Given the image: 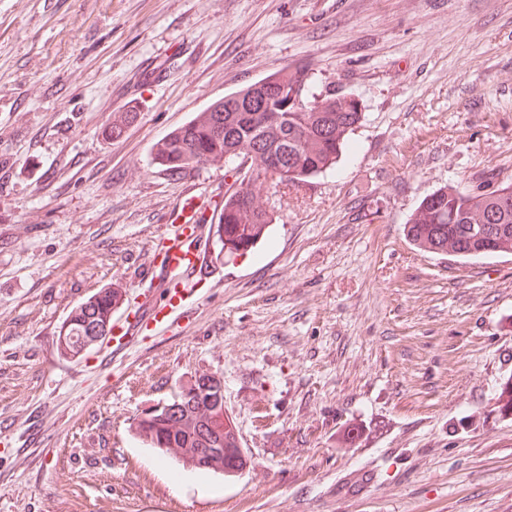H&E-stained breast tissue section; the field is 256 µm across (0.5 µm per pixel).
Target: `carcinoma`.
I'll list each match as a JSON object with an SVG mask.
<instances>
[{"label": "carcinoma", "instance_id": "carcinoma-1", "mask_svg": "<svg viewBox=\"0 0 512 512\" xmlns=\"http://www.w3.org/2000/svg\"><path fill=\"white\" fill-rule=\"evenodd\" d=\"M310 69L300 65L269 74L213 102L200 119L169 133L154 154L170 172L199 168L218 160L240 159L281 185H294L333 167L361 122L360 102L352 96L309 94ZM270 212L250 205L248 189L224 194V248L234 254L253 248ZM409 240L434 253L462 259L512 251V183L493 189L445 186L426 196L405 225ZM106 292L79 306L69 321L66 343L80 352L107 336ZM136 434L161 456L169 448H196L182 466L210 471L215 450L224 455V476L248 462L238 451L233 420L224 416V386L201 378L172 402L137 419Z\"/></svg>", "mask_w": 512, "mask_h": 512}]
</instances>
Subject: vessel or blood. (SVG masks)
<instances>
[{"label": "vessel or blood", "mask_w": 512, "mask_h": 512, "mask_svg": "<svg viewBox=\"0 0 512 512\" xmlns=\"http://www.w3.org/2000/svg\"><path fill=\"white\" fill-rule=\"evenodd\" d=\"M223 214V204L187 187L166 215L167 228L156 238L148 262L149 289L135 312L126 309L124 288L114 287L108 335L113 354L139 346L147 332L177 324L196 302L211 264L205 241Z\"/></svg>", "instance_id": "obj_1"}]
</instances>
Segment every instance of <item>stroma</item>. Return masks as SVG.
Wrapping results in <instances>:
<instances>
[{
    "mask_svg": "<svg viewBox=\"0 0 512 512\" xmlns=\"http://www.w3.org/2000/svg\"><path fill=\"white\" fill-rule=\"evenodd\" d=\"M301 64L315 97L361 103L336 168L267 185L251 252L212 241L190 319L115 359L69 351L96 292L136 308L186 182L240 179L170 174L157 144ZM489 179L512 183V0H0V512H512V252L404 233L425 196ZM210 376L249 456L234 477L133 431Z\"/></svg>",
    "mask_w": 512,
    "mask_h": 512,
    "instance_id": "1",
    "label": "stroma"
}]
</instances>
